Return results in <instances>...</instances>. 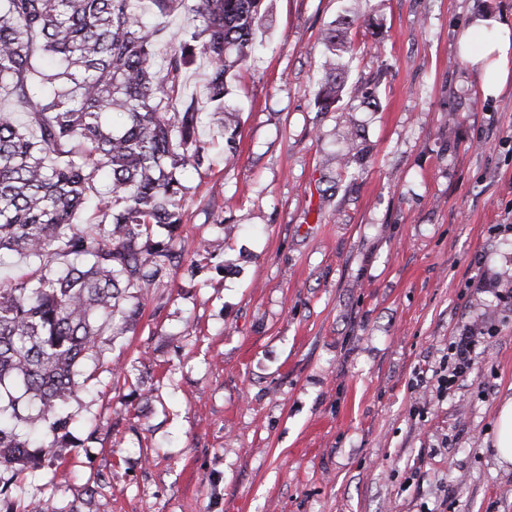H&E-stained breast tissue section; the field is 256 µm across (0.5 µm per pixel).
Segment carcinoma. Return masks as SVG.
<instances>
[{"label":"carcinoma","mask_w":512,"mask_h":512,"mask_svg":"<svg viewBox=\"0 0 512 512\" xmlns=\"http://www.w3.org/2000/svg\"><path fill=\"white\" fill-rule=\"evenodd\" d=\"M266 2L0 0V95L12 104L0 111V265L33 262L0 282V512H60L11 489L81 446L68 404L93 379L85 360L105 336L135 330L151 288L182 262V174L209 159L198 135L208 113L220 116L225 161L235 159L227 97L261 46ZM368 2L323 37L321 112L342 97L348 72L336 58L352 52L354 22L372 26ZM177 12L192 20L160 55ZM199 57L205 90L188 97L182 76Z\"/></svg>","instance_id":"obj_1"}]
</instances>
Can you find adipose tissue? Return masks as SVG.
<instances>
[{
	"label": "adipose tissue",
	"instance_id": "1",
	"mask_svg": "<svg viewBox=\"0 0 512 512\" xmlns=\"http://www.w3.org/2000/svg\"><path fill=\"white\" fill-rule=\"evenodd\" d=\"M459 50L478 77L483 96H499L512 82V21L475 17L457 34Z\"/></svg>",
	"mask_w": 512,
	"mask_h": 512
}]
</instances>
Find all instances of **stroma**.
Segmentation results:
<instances>
[{"label": "stroma", "instance_id": "stroma-1", "mask_svg": "<svg viewBox=\"0 0 512 512\" xmlns=\"http://www.w3.org/2000/svg\"><path fill=\"white\" fill-rule=\"evenodd\" d=\"M267 5L232 94L237 161L207 124L209 161L184 176L186 264L71 399V474L16 493L80 512H512L493 446L512 391V86L482 96L456 43L512 0H371L331 112L314 98L343 0ZM464 335L472 371L452 382Z\"/></svg>", "mask_w": 512, "mask_h": 512}]
</instances>
